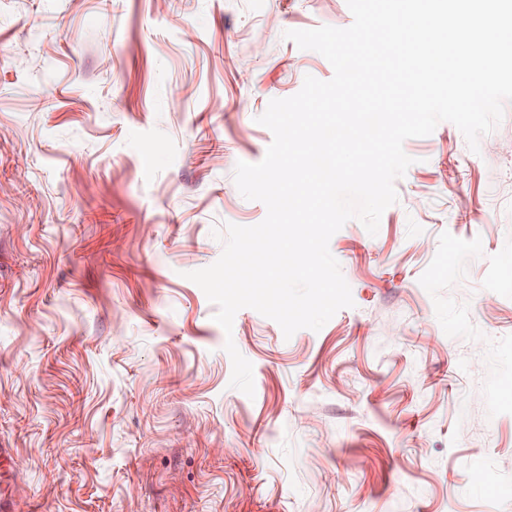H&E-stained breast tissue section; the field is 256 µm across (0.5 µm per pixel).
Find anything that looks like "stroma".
Here are the masks:
<instances>
[{"label": "stroma", "mask_w": 512, "mask_h": 512, "mask_svg": "<svg viewBox=\"0 0 512 512\" xmlns=\"http://www.w3.org/2000/svg\"><path fill=\"white\" fill-rule=\"evenodd\" d=\"M346 0H0V490L15 512H512V101L439 123L377 234L330 240L353 307L232 334L186 279L262 222L237 162L331 64ZM233 340L254 396L230 388Z\"/></svg>", "instance_id": "35a3bbf8"}]
</instances>
